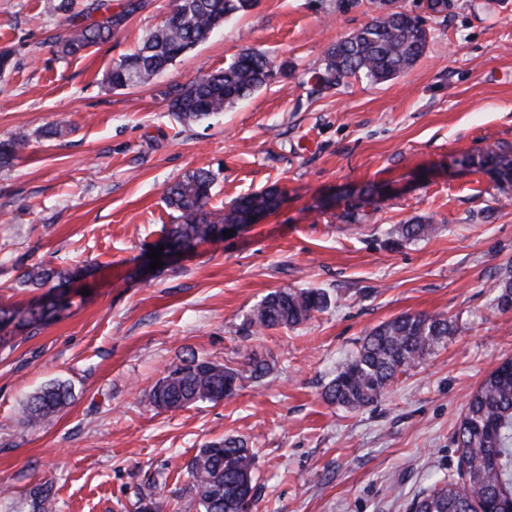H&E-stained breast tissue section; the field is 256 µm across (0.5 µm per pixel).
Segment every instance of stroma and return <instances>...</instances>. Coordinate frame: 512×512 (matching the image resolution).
<instances>
[{
    "instance_id": "1",
    "label": "stroma",
    "mask_w": 512,
    "mask_h": 512,
    "mask_svg": "<svg viewBox=\"0 0 512 512\" xmlns=\"http://www.w3.org/2000/svg\"><path fill=\"white\" fill-rule=\"evenodd\" d=\"M0 0V136L26 152L0 167V303L38 297L22 268H89L60 319L0 349V512H29L34 485L51 512H133L148 487L169 512L201 446L232 436L256 452L251 512H407L455 471L454 431L472 393L512 357V310L490 284L512 264V198L479 162L512 150V0H452L428 20L429 49L399 77L319 91L327 50L370 21V0H259L151 84L105 81L122 55L161 26L178 0H145L112 39L76 56L52 38L85 23L89 0ZM288 63V76L212 118L184 125L168 86L224 67L242 50ZM57 128L47 136L48 128ZM216 176L226 210L275 185L278 209L233 236L194 244L143 276L145 254L171 224L163 190L185 173ZM432 225L403 241L398 225ZM321 288L311 320L257 334L251 310L280 289ZM441 313L457 330L373 406L328 403L325 386L379 324ZM196 354L270 367L236 394L165 411L149 394L170 364ZM72 386L52 420L19 424L44 384Z\"/></svg>"
}]
</instances>
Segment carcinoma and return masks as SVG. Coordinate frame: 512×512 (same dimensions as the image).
I'll use <instances>...</instances> for the list:
<instances>
[{
	"mask_svg": "<svg viewBox=\"0 0 512 512\" xmlns=\"http://www.w3.org/2000/svg\"><path fill=\"white\" fill-rule=\"evenodd\" d=\"M257 0H179L164 24L152 32L135 52L112 66L106 82L114 89L150 83L169 65L234 16L253 10ZM143 8V0H126L123 12L103 15L84 26H73L57 37L60 52L78 55L111 40L128 17ZM430 29L424 19L405 10L378 15L330 47L324 59L321 83L337 87L352 77L376 83L394 79L409 70L426 52ZM288 74V64L275 65L264 53L247 49L224 69L165 92L171 116L181 124L219 114L246 99L277 76ZM29 146V137L13 133L0 140V166H7ZM489 168L504 196L512 195V160L489 152L479 162ZM215 175L199 168L165 186L164 198L175 212L162 242L191 246L212 238L216 225L249 224L254 216L275 210L278 189L269 187L238 198L227 212L209 207ZM401 239L417 240L432 232L430 224H401ZM80 271L47 265L22 268L23 287L44 290L24 309L0 306V340L17 331H28L54 320L69 309V285ZM490 288L496 309L512 310V266L502 269ZM329 295L316 288L276 291L266 296L247 319V331L293 327L311 320L329 304ZM456 331L443 314H401L375 327L360 349L344 362L328 383L324 398L350 410L376 403L399 374L418 366ZM266 364L250 357L241 367H230L194 354L171 366L154 385L150 404L178 410L204 401H218L235 394L239 383L259 380ZM72 396L63 382L47 385L32 394L22 408L21 423L32 426L60 412ZM459 452L456 473L438 480L411 501L409 512H512V358L502 361L469 398L455 431ZM256 456L236 437L210 441L186 466L188 483L175 490L189 497L197 512H250ZM51 485L32 492V512H48ZM169 498L152 490L139 496L137 512H166Z\"/></svg>",
	"mask_w": 512,
	"mask_h": 512,
	"instance_id": "1",
	"label": "carcinoma"
}]
</instances>
